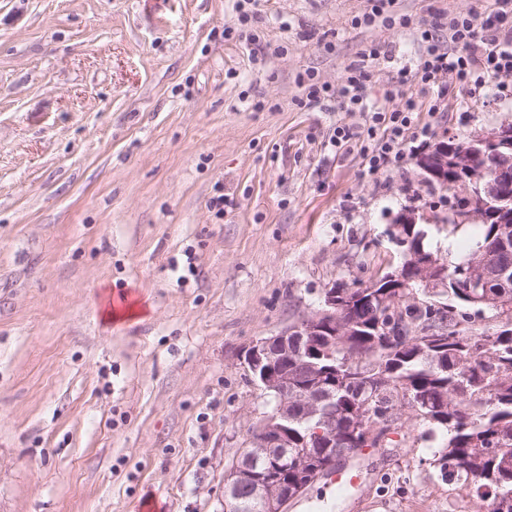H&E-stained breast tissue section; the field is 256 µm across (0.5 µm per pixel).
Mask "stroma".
<instances>
[{"mask_svg":"<svg viewBox=\"0 0 512 512\" xmlns=\"http://www.w3.org/2000/svg\"><path fill=\"white\" fill-rule=\"evenodd\" d=\"M398 7L410 28L367 31L369 0H259L255 63L238 0H0V512H225L270 409L242 351L400 262L401 214L441 257L473 245L471 190L325 158L362 117L299 103L298 74L338 90L372 44L386 106L413 30L494 2ZM508 123L512 75L451 87L431 139ZM391 438L343 462L356 494L321 478L284 512H477L442 433L405 412Z\"/></svg>","mask_w":512,"mask_h":512,"instance_id":"stroma-1","label":"stroma"}]
</instances>
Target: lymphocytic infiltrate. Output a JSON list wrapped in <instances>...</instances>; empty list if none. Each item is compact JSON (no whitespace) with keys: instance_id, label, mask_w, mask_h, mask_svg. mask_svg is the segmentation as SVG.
Instances as JSON below:
<instances>
[{"instance_id":"1","label":"lymphocytic infiltrate","mask_w":512,"mask_h":512,"mask_svg":"<svg viewBox=\"0 0 512 512\" xmlns=\"http://www.w3.org/2000/svg\"><path fill=\"white\" fill-rule=\"evenodd\" d=\"M419 46L412 66L400 71L407 91L387 90L386 99L401 97L394 108H378L368 100V63L377 59L375 48L365 49L362 61L346 67L337 92L317 84L314 73L298 79L309 108H323L337 98L339 110L363 113L362 130L340 127L328 141L333 156L357 151L368 173L376 174L404 161L429 139L430 117L446 109L448 88L485 87L489 78L512 73V0H494L491 12L453 16L447 29L426 28L416 34ZM428 119H421V112Z\"/></svg>"}]
</instances>
